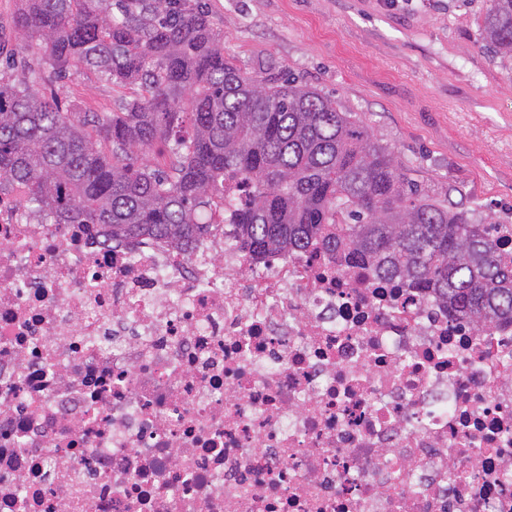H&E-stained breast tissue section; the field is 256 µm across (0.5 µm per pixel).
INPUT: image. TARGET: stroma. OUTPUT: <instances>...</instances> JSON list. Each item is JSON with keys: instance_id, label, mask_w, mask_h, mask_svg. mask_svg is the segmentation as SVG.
<instances>
[{"instance_id": "obj_1", "label": "stroma", "mask_w": 512, "mask_h": 512, "mask_svg": "<svg viewBox=\"0 0 512 512\" xmlns=\"http://www.w3.org/2000/svg\"><path fill=\"white\" fill-rule=\"evenodd\" d=\"M224 52L248 72L284 73L357 113L430 195L512 225V67L482 47L487 0H203ZM12 75L69 112H114L129 91L60 80L13 40Z\"/></svg>"}]
</instances>
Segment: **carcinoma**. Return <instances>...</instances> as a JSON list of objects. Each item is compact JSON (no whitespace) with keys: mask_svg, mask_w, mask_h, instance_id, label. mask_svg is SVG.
<instances>
[{"mask_svg":"<svg viewBox=\"0 0 512 512\" xmlns=\"http://www.w3.org/2000/svg\"><path fill=\"white\" fill-rule=\"evenodd\" d=\"M15 36L72 71L132 86L87 119L0 75V190L46 224L184 248L232 224L258 258L319 246L399 277L488 326L512 322V252L462 203L412 181L355 112L294 78L224 55L209 10L182 0H20ZM483 47L512 63V0H490Z\"/></svg>","mask_w":512,"mask_h":512,"instance_id":"1","label":"carcinoma"}]
</instances>
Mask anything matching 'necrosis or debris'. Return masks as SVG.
I'll list each match as a JSON object with an SVG mask.
<instances>
[{
    "label": "necrosis or debris",
    "mask_w": 512,
    "mask_h": 512,
    "mask_svg": "<svg viewBox=\"0 0 512 512\" xmlns=\"http://www.w3.org/2000/svg\"><path fill=\"white\" fill-rule=\"evenodd\" d=\"M0 512H512V325L0 193Z\"/></svg>",
    "instance_id": "obj_1"
}]
</instances>
